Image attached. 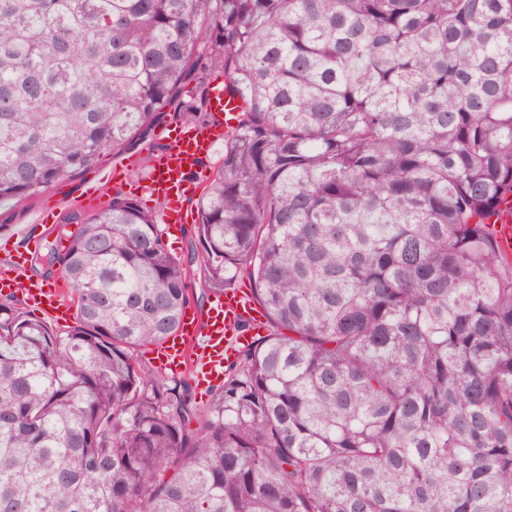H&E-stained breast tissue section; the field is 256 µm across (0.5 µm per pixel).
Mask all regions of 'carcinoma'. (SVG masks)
I'll list each match as a JSON object with an SVG mask.
<instances>
[{
	"label": "carcinoma",
	"mask_w": 512,
	"mask_h": 512,
	"mask_svg": "<svg viewBox=\"0 0 512 512\" xmlns=\"http://www.w3.org/2000/svg\"><path fill=\"white\" fill-rule=\"evenodd\" d=\"M209 71L241 119L199 249L115 196L40 255L74 325L0 303V512H512V0H0V200ZM193 265L266 329L203 405L136 359Z\"/></svg>",
	"instance_id": "cac0c4a2"
}]
</instances>
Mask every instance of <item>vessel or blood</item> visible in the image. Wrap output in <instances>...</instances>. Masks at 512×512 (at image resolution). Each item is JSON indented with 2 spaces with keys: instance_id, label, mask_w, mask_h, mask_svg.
<instances>
[{
  "instance_id": "vessel-or-blood-1",
  "label": "vessel or blood",
  "mask_w": 512,
  "mask_h": 512,
  "mask_svg": "<svg viewBox=\"0 0 512 512\" xmlns=\"http://www.w3.org/2000/svg\"><path fill=\"white\" fill-rule=\"evenodd\" d=\"M206 109L210 114L206 125L164 127L163 147L149 173L148 189L164 204L161 220L177 229L186 224L187 202L201 187L198 173L202 161L241 118L237 101L225 93L220 78L209 83ZM111 181L107 173L99 182L82 184L72 196V203L93 204L100 198L103 185ZM18 289L28 305L47 315L61 318L69 313L62 301V289L43 280L27 279L19 261L13 264L11 274L0 276V293L9 295ZM246 320L256 325L261 322L249 299L233 290L215 294L206 317L184 315L178 336L157 347V357L164 366L190 375L197 383L212 384L222 377L225 358L235 348L251 342V332L239 329Z\"/></svg>"
}]
</instances>
